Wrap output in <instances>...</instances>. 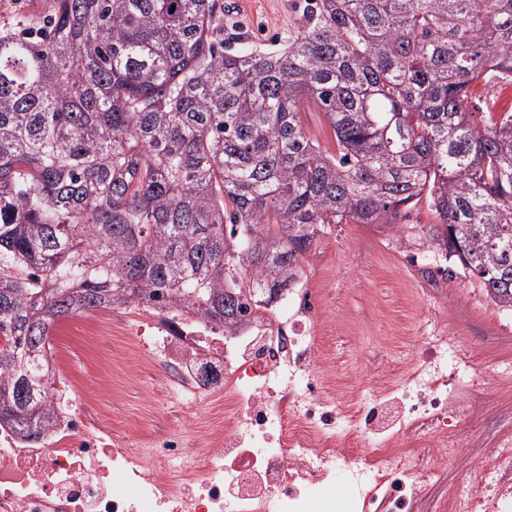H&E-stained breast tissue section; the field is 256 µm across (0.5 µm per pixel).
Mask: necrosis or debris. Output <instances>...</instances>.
I'll list each match as a JSON object with an SVG mask.
<instances>
[{"label": "necrosis or debris", "mask_w": 512, "mask_h": 512, "mask_svg": "<svg viewBox=\"0 0 512 512\" xmlns=\"http://www.w3.org/2000/svg\"><path fill=\"white\" fill-rule=\"evenodd\" d=\"M148 326L134 340L186 402L176 429L149 447L115 432L94 375L77 384L52 368L47 442L0 429V512H336L321 487L338 474L353 512H414L456 454L458 392L487 377L431 314L399 382L335 396L316 367L317 309L300 280L232 336L186 305ZM431 508L512 512V435Z\"/></svg>", "instance_id": "1"}]
</instances>
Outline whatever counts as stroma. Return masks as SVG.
<instances>
[{"instance_id": "1", "label": "stroma", "mask_w": 512, "mask_h": 512, "mask_svg": "<svg viewBox=\"0 0 512 512\" xmlns=\"http://www.w3.org/2000/svg\"><path fill=\"white\" fill-rule=\"evenodd\" d=\"M302 0H237L224 15V37L242 38L246 47L282 48L300 17ZM426 203L410 210L396 226L329 224L305 257L303 276L319 295L321 347L330 354L336 378L348 387L382 376L397 377L403 356L413 348L421 313L436 311L449 332L462 336L474 367L489 370L512 361V313L496 306L457 262L430 251L418 236L435 223ZM455 269L447 278L443 268ZM122 328L104 343L85 333V321L61 319L50 330L51 354L74 377L95 364L99 351L111 348V364L99 367L101 400L116 430L140 429L145 440L166 433L182 408L157 381L125 333L140 324L142 307L129 305ZM96 365V364H95ZM463 416L456 457L447 464L456 481L473 464L476 452H488L497 437L512 432V389L495 381L460 395Z\"/></svg>"}]
</instances>
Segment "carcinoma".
I'll return each instance as SVG.
<instances>
[{
    "instance_id": "obj_1",
    "label": "carcinoma",
    "mask_w": 512,
    "mask_h": 512,
    "mask_svg": "<svg viewBox=\"0 0 512 512\" xmlns=\"http://www.w3.org/2000/svg\"><path fill=\"white\" fill-rule=\"evenodd\" d=\"M512 0H305L282 49L224 43V0H51L0 31V426L47 436L50 329L179 304L226 329L327 224L394 226L512 311ZM313 105L336 138L311 140ZM302 125L305 132L316 140L322 149L328 152H336V139L334 132L328 124L322 112L313 107L301 114Z\"/></svg>"
}]
</instances>
